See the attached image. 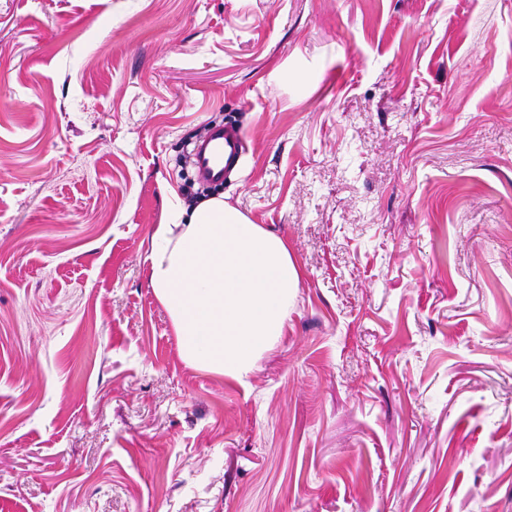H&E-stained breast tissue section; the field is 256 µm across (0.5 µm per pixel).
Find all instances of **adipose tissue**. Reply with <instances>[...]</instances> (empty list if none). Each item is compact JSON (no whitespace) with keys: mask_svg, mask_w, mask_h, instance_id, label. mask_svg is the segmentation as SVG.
Returning <instances> with one entry per match:
<instances>
[{"mask_svg":"<svg viewBox=\"0 0 512 512\" xmlns=\"http://www.w3.org/2000/svg\"><path fill=\"white\" fill-rule=\"evenodd\" d=\"M146 260L183 358L234 378L281 335L300 278L283 237L217 197L157 225Z\"/></svg>","mask_w":512,"mask_h":512,"instance_id":"ef3b65f1","label":"adipose tissue"}]
</instances>
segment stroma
I'll list each match as a JSON object with an SVG mask.
<instances>
[{"instance_id":"35a3bbf8","label":"stroma","mask_w":512,"mask_h":512,"mask_svg":"<svg viewBox=\"0 0 512 512\" xmlns=\"http://www.w3.org/2000/svg\"><path fill=\"white\" fill-rule=\"evenodd\" d=\"M223 120L301 271L240 380L146 262ZM0 512H512V0H0Z\"/></svg>"}]
</instances>
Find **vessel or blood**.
Returning <instances> with one entry per match:
<instances>
[{"instance_id":"obj_1","label":"vessel or blood","mask_w":512,"mask_h":512,"mask_svg":"<svg viewBox=\"0 0 512 512\" xmlns=\"http://www.w3.org/2000/svg\"><path fill=\"white\" fill-rule=\"evenodd\" d=\"M245 135L232 125H215L193 154L199 178L208 183L224 182L240 165L246 151Z\"/></svg>"}]
</instances>
